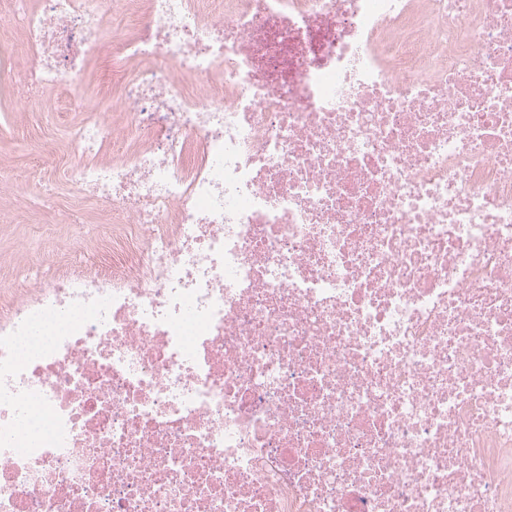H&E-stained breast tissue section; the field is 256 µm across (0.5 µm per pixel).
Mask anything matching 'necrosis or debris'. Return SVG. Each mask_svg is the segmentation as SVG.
<instances>
[{
    "instance_id": "necrosis-or-debris-1",
    "label": "necrosis or debris",
    "mask_w": 512,
    "mask_h": 512,
    "mask_svg": "<svg viewBox=\"0 0 512 512\" xmlns=\"http://www.w3.org/2000/svg\"><path fill=\"white\" fill-rule=\"evenodd\" d=\"M107 2L0 0L1 95L127 74L111 264L0 284V512H512V0Z\"/></svg>"
}]
</instances>
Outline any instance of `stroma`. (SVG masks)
Masks as SVG:
<instances>
[{"label": "stroma", "instance_id": "1", "mask_svg": "<svg viewBox=\"0 0 512 512\" xmlns=\"http://www.w3.org/2000/svg\"><path fill=\"white\" fill-rule=\"evenodd\" d=\"M121 85L120 73L104 55L92 60L74 84L43 99L26 101L18 94L0 99V185L9 188L13 202L0 208V280L63 269L78 259L111 261V252L98 249L111 238V225L70 188L56 186L53 195H44L42 186L55 183L57 174L38 160L37 152L49 147L56 164L72 160L64 127L79 120L75 101L80 96L96 103L111 123L123 125V114L112 109Z\"/></svg>", "mask_w": 512, "mask_h": 512}]
</instances>
